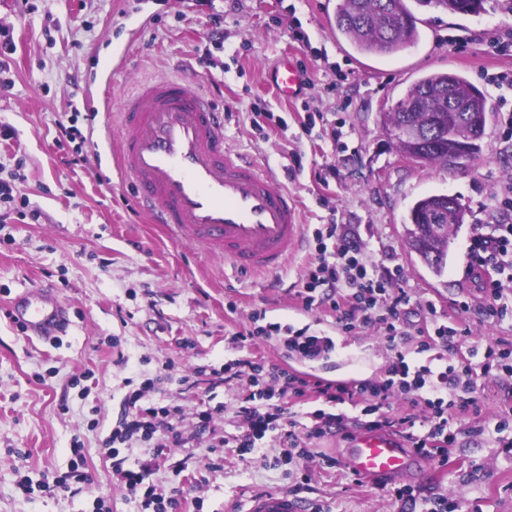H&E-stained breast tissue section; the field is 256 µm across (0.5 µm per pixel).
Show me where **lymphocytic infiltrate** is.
Returning a JSON list of instances; mask_svg holds the SVG:
<instances>
[{
  "mask_svg": "<svg viewBox=\"0 0 512 512\" xmlns=\"http://www.w3.org/2000/svg\"><path fill=\"white\" fill-rule=\"evenodd\" d=\"M314 239L315 249L300 278L299 296L304 309L330 308L345 333L362 325L375 328L391 353L389 364L379 377L356 383L270 367L259 359L237 360L224 368L211 369L210 386L243 378L250 388L238 406L241 430L235 448L239 456L251 454L256 440L266 432L281 429L288 456L304 460L311 455L313 440L342 428L341 416L319 410L310 412L305 424L287 417L281 401L289 396L303 404L321 399L336 405L363 406L373 417L372 428L398 429L422 456L438 466L447 465L449 450L459 436L478 435L484 430L478 396L481 384L489 379L512 378V343L500 340L487 345L483 362L473 366L462 351L469 328L434 315L416 330L418 352L431 354L432 360L410 365L401 350L407 335L401 311L407 302L399 286L401 267L381 275L375 273L362 244L339 236L333 224L316 228ZM468 254V274L478 285L483 315L496 322L504 320L512 314V286L503 281L505 272L512 271V224L495 225L489 233L475 232L469 240ZM169 370V365L159 366L154 377L127 393L125 415L105 441L103 456L116 459L120 445L133 440L152 443L159 454L171 448L194 447L215 416L223 413L220 405L200 411L194 428L189 430L182 425L181 405L151 402L149 392L156 381L168 376ZM399 393L411 395L410 411L385 416L384 408L390 407ZM153 470V463L146 462L138 469L123 471L122 480L128 489L142 490L144 512H180L179 499L157 492L150 484Z\"/></svg>",
  "mask_w": 512,
  "mask_h": 512,
  "instance_id": "1",
  "label": "lymphocytic infiltrate"
}]
</instances>
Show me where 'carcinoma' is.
Here are the masks:
<instances>
[{
    "mask_svg": "<svg viewBox=\"0 0 512 512\" xmlns=\"http://www.w3.org/2000/svg\"><path fill=\"white\" fill-rule=\"evenodd\" d=\"M434 10L460 15L479 14L483 0H337L336 30L363 56L385 55L420 38V19L415 10ZM475 86L450 72H431L410 86L392 111L385 114L387 126L410 123L424 140L436 144L418 158L425 165L453 169L448 158V136H462L479 117L488 114L487 99L471 94ZM440 195L424 196L410 207L404 224V243L436 277L443 276L454 230L467 221L461 204L442 213L441 233L424 227L422 216L439 203Z\"/></svg>",
    "mask_w": 512,
    "mask_h": 512,
    "instance_id": "carcinoma-1",
    "label": "carcinoma"
}]
</instances>
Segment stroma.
<instances>
[{
	"mask_svg": "<svg viewBox=\"0 0 512 512\" xmlns=\"http://www.w3.org/2000/svg\"><path fill=\"white\" fill-rule=\"evenodd\" d=\"M336 0H0V27L9 29L10 94L0 96V180L14 204L0 207V512H141L140 498L122 484L100 448L124 413L129 382H141L164 363L175 378L159 398L178 400L194 419L204 398L225 403L210 434L193 448L163 457L152 482L183 508L202 499V512H245L249 499L276 491L307 500L315 512H428L445 496L459 512H512V427L496 431L495 416L512 406V378L487 381L483 434L459 437L445 467L431 466L386 479H355L343 467L327 470L323 457L347 447L341 433L312 447L313 459L290 462L281 434L267 432L254 452L239 458L231 443L239 419L231 399L246 384L212 391L184 390L181 377L199 367L256 356L326 379L375 378L388 351L369 327L339 332L327 308L307 312L297 295L299 273L315 249L312 233L334 224L340 235L361 237L375 269L401 265L409 298L402 312L409 330L423 326L429 309L455 315L470 328L463 350L480 363L485 347L512 342V318L485 321L478 308L455 313L453 304L479 293L465 268L466 243L479 227L512 223L496 195L512 178V140L497 117L499 91L486 73L512 72V56L495 55L475 32L512 30L502 0H486L478 16L421 12L417 45L384 56L354 53L333 31ZM306 69L308 87L292 100L267 80L283 55ZM194 81L227 113L224 140L257 158L276 186L298 199L308 235L304 251L275 275L237 272L223 260L176 244L149 223L115 167L118 131L113 115L134 82L181 75ZM435 71L465 76L482 90L494 115L480 151L456 170L402 160L383 117L417 79ZM282 126L256 129L258 112ZM315 115L311 133L300 123ZM77 126L81 148L59 143L60 125ZM447 194L468 211L454 235L443 277L407 253L403 225L412 203ZM39 286L69 305L70 326L59 343L37 341L7 316L10 302ZM269 323L335 337L336 355L319 362L289 357L279 335L252 348L232 344L253 312ZM222 439L223 471L206 485L203 469L211 440ZM80 443L88 479L65 492L24 495L16 482L55 480L69 470ZM183 469L181 483L173 472ZM407 486L416 501L390 495Z\"/></svg>",
	"mask_w": 512,
	"mask_h": 512,
	"instance_id": "stroma-1",
	"label": "stroma"
}]
</instances>
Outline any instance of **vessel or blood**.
Listing matches in <instances>:
<instances>
[{
  "mask_svg": "<svg viewBox=\"0 0 512 512\" xmlns=\"http://www.w3.org/2000/svg\"><path fill=\"white\" fill-rule=\"evenodd\" d=\"M273 82L278 94L301 93L295 61L283 57ZM119 165L139 207L156 223L187 237L206 256H223L244 272L272 274L304 243L296 197L275 185L254 158L224 143V112L183 78L137 84L119 113ZM10 318L24 330L55 340L69 324L68 306L36 288L10 303ZM414 452L399 438L368 431L342 449L353 473L383 480L405 472ZM248 512H307L285 493L251 497Z\"/></svg>",
  "mask_w": 512,
  "mask_h": 512,
  "instance_id": "1",
  "label": "vessel or blood"
}]
</instances>
